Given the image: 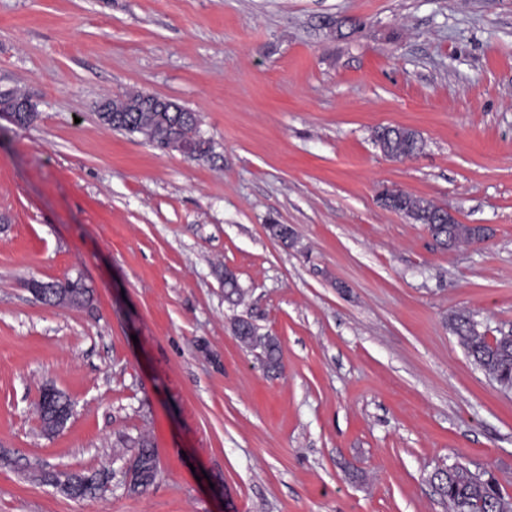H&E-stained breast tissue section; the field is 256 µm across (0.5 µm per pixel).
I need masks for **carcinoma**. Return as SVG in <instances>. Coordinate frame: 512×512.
<instances>
[{"label": "carcinoma", "instance_id": "obj_1", "mask_svg": "<svg viewBox=\"0 0 512 512\" xmlns=\"http://www.w3.org/2000/svg\"><path fill=\"white\" fill-rule=\"evenodd\" d=\"M147 94L129 92L110 100L112 107L121 111V120L112 124V113L101 112V122L130 136H139L151 146L159 150H171L181 153L190 160H214L216 153L211 138L202 132L186 138L181 130L185 118L192 116L190 112H141L142 99ZM374 140L385 156L394 160H403L417 154L422 149L420 134L412 129L399 126H385L375 131ZM386 197L383 206L404 214L417 224H424L429 232L438 239L443 248L452 247L461 242H471L480 235L479 228H463L453 237H448V214L445 209L436 206L431 201L415 197L399 189L384 190ZM270 235L292 247L296 243L293 229L286 224H269ZM228 288L225 300L232 306L241 302L243 287L237 275L225 271ZM51 286L63 291L71 290L77 300L76 307L84 306L92 300V290L82 278H68L64 281H53ZM239 331L238 340L247 348L259 347L263 350L264 362L268 367H282L280 343L274 336L262 334L259 327L249 318L234 319ZM449 325L457 336L459 344L469 353L476 364L505 390L512 389V331H497L494 336H488L476 330L470 315L458 312L449 318ZM121 447L133 451V456L144 472L143 481L129 491L131 495L145 493L155 482L150 463L156 458V450L151 438L146 434L136 437H123L119 440ZM97 471L82 473L81 485L69 492L73 498L93 496L103 490L97 482ZM431 481L437 487L441 496L448 498L453 512H497V505L505 493L500 486L482 482L468 468L456 465L437 470Z\"/></svg>", "mask_w": 512, "mask_h": 512}]
</instances>
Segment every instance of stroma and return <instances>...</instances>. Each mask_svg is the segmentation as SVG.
<instances>
[{
	"mask_svg": "<svg viewBox=\"0 0 512 512\" xmlns=\"http://www.w3.org/2000/svg\"><path fill=\"white\" fill-rule=\"evenodd\" d=\"M8 88L39 115L0 120V512H449L453 465L512 495V393L448 325L512 328V0H0ZM129 90L197 112L217 160L104 126ZM384 126L423 151L385 157ZM393 188L488 239L439 248ZM76 276L84 308L27 288ZM251 312L278 376L233 335ZM49 383L75 403L52 435ZM143 430L159 474L130 497L113 447ZM38 465L109 483L70 498ZM374 135V140L384 155L394 160L410 158L422 149V138L412 129L385 126L377 129Z\"/></svg>",
	"mask_w": 512,
	"mask_h": 512,
	"instance_id": "35a3bbf8",
	"label": "stroma"
}]
</instances>
